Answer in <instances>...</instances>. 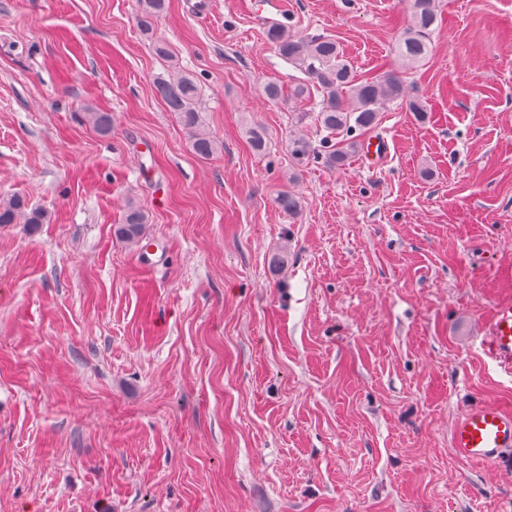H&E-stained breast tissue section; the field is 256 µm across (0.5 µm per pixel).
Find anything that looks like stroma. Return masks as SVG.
Returning a JSON list of instances; mask_svg holds the SVG:
<instances>
[{"label": "stroma", "mask_w": 512, "mask_h": 512, "mask_svg": "<svg viewBox=\"0 0 512 512\" xmlns=\"http://www.w3.org/2000/svg\"><path fill=\"white\" fill-rule=\"evenodd\" d=\"M439 6L402 74L427 118L391 105L386 154L332 167L288 152L320 136L265 99L303 79L266 30L364 77L407 0H171L168 61L138 0H0V199L47 214L0 226V512H512V469L449 445L468 404L512 408L480 346L512 300V0ZM174 69L210 158L155 94ZM131 205L148 250L113 233ZM289 153L296 164H303L311 158H318L316 147L312 141L304 135H291L288 140Z\"/></svg>", "instance_id": "stroma-1"}]
</instances>
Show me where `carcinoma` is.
Segmentation results:
<instances>
[{
  "label": "carcinoma",
  "mask_w": 512,
  "mask_h": 512,
  "mask_svg": "<svg viewBox=\"0 0 512 512\" xmlns=\"http://www.w3.org/2000/svg\"><path fill=\"white\" fill-rule=\"evenodd\" d=\"M168 8L169 0H138L137 24L151 38L153 53L161 59L170 57V49L165 40L153 37L154 23ZM410 8L412 20L397 41L396 54L400 67L415 69L423 66L429 55L431 28L438 21V0H411ZM266 37L278 55L306 76V82L295 86V97H304L311 85L320 89L322 100L317 122L321 130L330 135L342 133L350 137L344 148L328 151L327 162L330 165L341 166L359 151L360 143L354 139V133L374 128L380 113L391 102L403 101L406 108L418 118H426L427 108L420 99H404L398 70L387 68L360 80L332 38L292 34L280 25L270 26ZM154 88L168 110L178 116L187 130L193 152L201 158L212 156L217 151V141L204 129L201 89L194 75L178 71L159 76L154 81ZM247 135L254 151L265 150L267 136L261 125L250 127ZM288 150L297 164L318 157L312 141L301 134L290 136ZM277 203L289 214L296 213L300 208V200L288 189L280 192ZM45 221V213L30 207L22 197L0 199V224L35 225ZM148 221L149 215L145 211L131 206L123 215L122 222L116 226L115 234L135 243Z\"/></svg>",
  "instance_id": "1"
}]
</instances>
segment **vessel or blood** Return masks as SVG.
<instances>
[{
    "mask_svg": "<svg viewBox=\"0 0 512 512\" xmlns=\"http://www.w3.org/2000/svg\"><path fill=\"white\" fill-rule=\"evenodd\" d=\"M481 343L495 367L512 377V302L496 305L484 328ZM450 443L461 460L502 464L512 457V410L487 405L469 406L455 420Z\"/></svg>",
    "mask_w": 512,
    "mask_h": 512,
    "instance_id": "vessel-or-blood-1",
    "label": "vessel or blood"
}]
</instances>
